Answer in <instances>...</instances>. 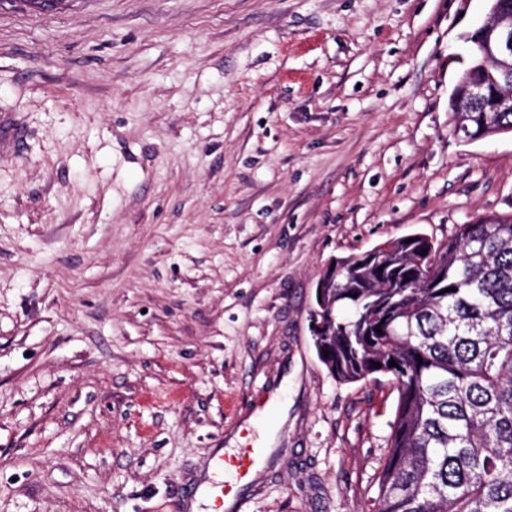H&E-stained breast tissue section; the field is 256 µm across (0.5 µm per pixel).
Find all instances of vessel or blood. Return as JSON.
<instances>
[{"instance_id":"b4317fda","label":"vessel or blood","mask_w":512,"mask_h":512,"mask_svg":"<svg viewBox=\"0 0 512 512\" xmlns=\"http://www.w3.org/2000/svg\"><path fill=\"white\" fill-rule=\"evenodd\" d=\"M279 455L270 441L239 449L232 456L217 449L197 483L209 498L211 512H244L245 506L263 486Z\"/></svg>"}]
</instances>
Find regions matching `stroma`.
I'll return each instance as SVG.
<instances>
[{
  "mask_svg": "<svg viewBox=\"0 0 512 512\" xmlns=\"http://www.w3.org/2000/svg\"><path fill=\"white\" fill-rule=\"evenodd\" d=\"M488 15L0 0V512H182L240 421L288 431L246 512L368 508L398 394L309 309L335 260L512 214V133L448 112Z\"/></svg>",
  "mask_w": 512,
  "mask_h": 512,
  "instance_id": "35a3bbf8",
  "label": "stroma"
}]
</instances>
